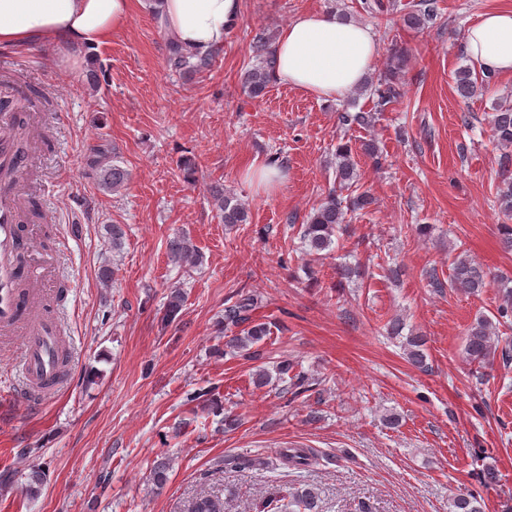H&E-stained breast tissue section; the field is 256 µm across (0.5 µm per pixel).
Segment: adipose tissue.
I'll list each match as a JSON object with an SVG mask.
<instances>
[{"label": "adipose tissue", "mask_w": 512, "mask_h": 512, "mask_svg": "<svg viewBox=\"0 0 512 512\" xmlns=\"http://www.w3.org/2000/svg\"><path fill=\"white\" fill-rule=\"evenodd\" d=\"M132 8V0H0V46L57 44L83 63ZM240 13L241 0H158L157 22L185 49L205 53L223 47ZM464 45L481 69L512 74V8L481 13L466 28ZM273 53L277 81L336 101L363 82L380 48L369 26L310 11L281 28Z\"/></svg>", "instance_id": "obj_1"}]
</instances>
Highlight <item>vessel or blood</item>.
<instances>
[{
    "label": "vessel or blood",
    "mask_w": 512,
    "mask_h": 512,
    "mask_svg": "<svg viewBox=\"0 0 512 512\" xmlns=\"http://www.w3.org/2000/svg\"><path fill=\"white\" fill-rule=\"evenodd\" d=\"M35 121V114L27 112L0 117V346L21 343L16 391L27 399L46 397L60 387L65 350L54 318L43 310L58 254L33 247L23 209L25 171L38 162L32 154L19 156L17 135Z\"/></svg>",
    "instance_id": "b4317fda"
}]
</instances>
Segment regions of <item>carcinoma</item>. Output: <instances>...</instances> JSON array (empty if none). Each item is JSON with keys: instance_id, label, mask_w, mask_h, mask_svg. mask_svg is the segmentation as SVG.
<instances>
[{"instance_id": "obj_1", "label": "carcinoma", "mask_w": 512, "mask_h": 512, "mask_svg": "<svg viewBox=\"0 0 512 512\" xmlns=\"http://www.w3.org/2000/svg\"><path fill=\"white\" fill-rule=\"evenodd\" d=\"M426 7L416 9L407 16V21L415 26H425L437 19V12L432 0H424ZM258 62L247 69L242 76V85L252 97L264 95L266 89L275 80L272 38L265 32H258L253 38ZM220 50L207 53L193 52L184 49L174 40H169L165 65L169 72L181 77H193L211 71ZM404 52L394 50L386 69L377 78L366 83L370 95L375 98L374 111L345 112L341 116L345 125L356 124L370 127L376 121V115L385 107L401 96L397 74L402 69ZM457 90L462 95H472L476 92L477 82L472 78V72L463 68L456 72ZM493 138L501 147H512V108H499L491 119ZM87 166L99 176L103 188L112 192L128 180L129 173L112 160V151L100 144L89 149L86 159ZM336 180L343 188H351L358 181L356 164L352 158V148L349 143H340L336 147ZM215 206L221 218L227 225L245 224L249 220V212L244 203L236 197L224 193V188L215 185L211 187ZM372 197L363 191L349 199V204H343L336 193L328 195L326 200L316 209L306 224L302 225L301 239L310 256H320L323 252L331 251L335 243L336 232L342 230L346 223L347 212H356L371 204ZM169 257L171 261L181 266L192 268L199 261L198 251L183 239H173L169 242ZM490 285L488 273L472 260L457 256L449 277V287L468 294L480 292ZM258 309L256 295L245 292L234 302L224 307V331L232 333L227 347L244 350L259 343L267 336V326L256 322L255 313ZM240 329L234 333V329ZM496 324L486 316L478 317L467 332L464 353L469 363L477 366L479 379H484L482 370L494 365L496 357L507 361L512 357L509 350L499 348L496 341ZM404 354L408 362L422 366L426 360L425 339L423 336L411 333L405 337ZM280 456L285 463L295 467H308L317 462V454L311 448H284ZM187 512H224V502L209 495H201L192 500ZM277 512H318L317 496L306 489L278 506ZM448 512H483L477 497L467 491L455 494L448 502Z\"/></svg>"}]
</instances>
